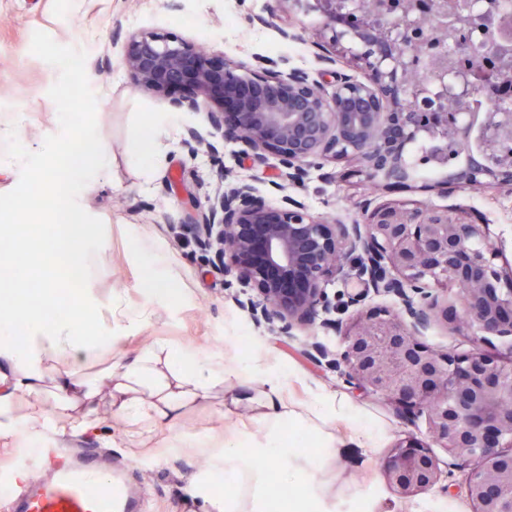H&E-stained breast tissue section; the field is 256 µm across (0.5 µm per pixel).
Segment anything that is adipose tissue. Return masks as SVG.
Returning a JSON list of instances; mask_svg holds the SVG:
<instances>
[{
    "instance_id": "ef3b65f1",
    "label": "adipose tissue",
    "mask_w": 512,
    "mask_h": 512,
    "mask_svg": "<svg viewBox=\"0 0 512 512\" xmlns=\"http://www.w3.org/2000/svg\"><path fill=\"white\" fill-rule=\"evenodd\" d=\"M54 293L41 287L37 297L19 294L12 309L0 310V445L10 446L17 437L39 440L46 430L66 435L82 430L83 419L71 417L78 402L95 408L96 393L82 368L94 350L73 320L47 321L44 314ZM106 405L111 415L150 429H174L186 406L207 400L225 377L240 380L247 392L242 399L256 408V426L263 431V456L272 458L280 480L294 490L295 512L306 503L319 502L316 473L334 457L339 445L376 447L380 434L358 421V412L344 402L332 408L318 403L296 408L285 397L282 385L270 381L251 390L255 370L226 365L218 357L187 353L165 340H157L132 359L117 361L100 372ZM57 390L54 411L40 408L46 383ZM353 423L348 436L336 435L332 422ZM312 438L320 454L298 453L299 435ZM260 472L249 470L224 497L212 499L215 512H265Z\"/></svg>"
}]
</instances>
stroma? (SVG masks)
<instances>
[{"label":"stroma","mask_w":512,"mask_h":512,"mask_svg":"<svg viewBox=\"0 0 512 512\" xmlns=\"http://www.w3.org/2000/svg\"><path fill=\"white\" fill-rule=\"evenodd\" d=\"M272 14L271 26H252L258 14ZM319 13L294 7L278 9L275 0H183L178 12L165 0H0V141L16 129L20 143L38 149L55 131L58 114L48 95L56 82V67L31 52L34 32L47 33L56 43L87 54L86 73L97 97L98 134L107 156V175L92 183L83 195L88 214L105 226L102 248L92 260L87 285L89 298L99 308H112L115 348L99 347L88 364L96 372L109 362L110 351L134 357L157 338H165L200 355L222 356L227 363L259 358L266 376L281 379L287 397L298 405L312 403L316 393L355 404L366 426L380 430L374 448H341L323 467L318 481L328 502H340L341 512H355L359 499L370 500L374 512H470L464 495L448 497L432 490L412 498L400 497L385 481L382 463L396 444L415 437L427 443L440 464H450L447 449L433 442L426 418L407 421L396 416L388 401L349 388L326 363L310 357L313 342L331 353L346 348L343 336L322 329L286 338L255 324L224 293V276L198 252L190 227L193 205H207L220 171L250 181L271 196L276 177L273 165L259 166L239 153V146L215 137L212 148L188 151L183 144L186 126L205 128V113L183 115L179 124L163 131L141 170L135 157L142 147L135 137L152 117L168 112L166 100L133 87L123 66L125 37L134 31L176 35L203 45L211 54L250 62L253 55L287 57L290 65L318 75L326 50L320 36ZM296 33L286 40L281 29ZM345 164L324 163L303 184L288 192L317 215L349 224L361 217L365 200L411 199L431 206L464 208L481 224L489 225L493 243L512 264V194L476 193L436 188L429 192L389 193L359 178L345 177ZM149 238L170 261L177 277L171 298L148 300L142 285L148 279L150 259L137 248ZM355 280L329 284L332 318L352 321L366 310L381 307L397 311L395 299L369 295L360 304L348 302ZM243 386L226 381L204 405L186 408L175 433L152 431L136 435L127 421L99 411L96 431L68 438L70 448H100L112 452V462L127 467L141 491L142 512H213L206 499L190 496V477L212 470L224 455V440L239 434L242 443L261 439L262 433L242 404Z\"/></svg>","instance_id":"stroma-1"}]
</instances>
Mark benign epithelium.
Returning <instances> with one entry per match:
<instances>
[{"instance_id":"obj_1","label":"benign epithelium","mask_w":512,"mask_h":512,"mask_svg":"<svg viewBox=\"0 0 512 512\" xmlns=\"http://www.w3.org/2000/svg\"><path fill=\"white\" fill-rule=\"evenodd\" d=\"M311 2L330 33L326 63L348 56L363 77L336 71L331 81L314 79L286 58L263 55L252 66L219 62L192 40L143 31L128 34L123 64L139 91L165 96L180 114L206 113L211 129L252 160H276L274 200L246 180L223 178L194 223L199 249L224 272L237 304L281 336L318 326L346 337L340 358L329 361L343 382L385 397L406 420L426 416L432 438L469 468L463 489L472 512H512V351L496 345L512 340V269L497 265L489 225L464 209L400 200L367 204L362 219L338 224L288 194V185L325 161L353 160L365 180L409 188L414 172L405 149L426 138L431 145L420 163L448 173L442 184L512 193V162L498 161L512 151V107L488 113L476 139L465 119L474 95L512 85V18L499 16L497 0L467 16L473 31L497 33V64L460 70L448 0H432L436 21L429 25L415 18L417 0H353L348 8ZM422 69L449 94L433 96L412 83ZM450 140L477 142L452 172ZM350 261L360 285L350 302L391 296L397 312L350 323L320 318L331 311L326 286L348 276ZM445 283L458 290L452 301L440 300ZM438 317L471 337L473 351L455 356L419 341ZM383 473L404 498L451 487L419 442L396 446Z\"/></svg>"}]
</instances>
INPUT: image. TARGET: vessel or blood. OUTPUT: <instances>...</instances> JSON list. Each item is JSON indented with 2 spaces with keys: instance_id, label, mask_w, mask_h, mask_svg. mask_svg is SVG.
Wrapping results in <instances>:
<instances>
[{
  "instance_id": "1",
  "label": "vessel or blood",
  "mask_w": 512,
  "mask_h": 512,
  "mask_svg": "<svg viewBox=\"0 0 512 512\" xmlns=\"http://www.w3.org/2000/svg\"><path fill=\"white\" fill-rule=\"evenodd\" d=\"M38 466L43 476L32 482L17 469L0 471L9 512H138L135 491L97 450L44 448Z\"/></svg>"
}]
</instances>
